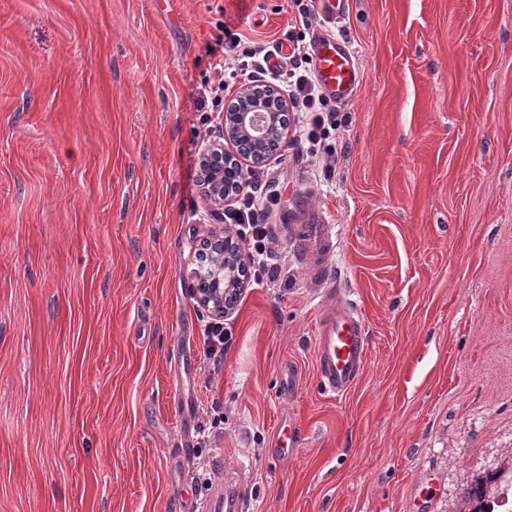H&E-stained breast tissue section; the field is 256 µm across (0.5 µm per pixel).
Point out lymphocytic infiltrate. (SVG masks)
<instances>
[{
  "instance_id": "1",
  "label": "lymphocytic infiltrate",
  "mask_w": 512,
  "mask_h": 512,
  "mask_svg": "<svg viewBox=\"0 0 512 512\" xmlns=\"http://www.w3.org/2000/svg\"><path fill=\"white\" fill-rule=\"evenodd\" d=\"M218 67L230 78L245 71L253 82L269 80L285 91L296 114L300 140L310 154L322 160L323 175L334 176L336 148L332 138L341 122L335 105L320 89L304 37L293 39L291 53L278 60L273 49L265 44L242 40L239 34L225 30L224 55ZM274 200V193L267 189L262 174L257 172L249 176L236 207L229 209L225 216L230 231L247 234L253 277L258 281L279 280L283 271L280 253L274 248V238L264 221L265 212Z\"/></svg>"
}]
</instances>
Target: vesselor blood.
I'll return each instance as SVG.
<instances>
[{
  "mask_svg": "<svg viewBox=\"0 0 512 512\" xmlns=\"http://www.w3.org/2000/svg\"><path fill=\"white\" fill-rule=\"evenodd\" d=\"M308 51L324 92L336 103H348L361 81L354 50L335 34L319 30L313 33ZM288 234L310 281L325 290L317 309L314 336L318 385L329 396L346 395L365 370L369 342L361 310L347 292L336 286L331 267L336 249L333 227L320 216L289 225Z\"/></svg>",
  "mask_w": 512,
  "mask_h": 512,
  "instance_id": "vessel-or-blood-1",
  "label": "vessel or blood"
}]
</instances>
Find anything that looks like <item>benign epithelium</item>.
Returning a JSON list of instances; mask_svg holds the SVG:
<instances>
[{"instance_id": "benign-epithelium-1", "label": "benign epithelium", "mask_w": 512, "mask_h": 512, "mask_svg": "<svg viewBox=\"0 0 512 512\" xmlns=\"http://www.w3.org/2000/svg\"><path fill=\"white\" fill-rule=\"evenodd\" d=\"M246 83L231 96V110L222 114L224 140L207 143L199 155V180L203 199L219 224L198 239L189 261L196 264L192 272L190 296L197 307L217 319L231 315L248 287L242 273L249 255L238 238L229 240L224 227V209L243 188L247 169L244 163L270 148L279 154L288 147V127L282 113L253 99ZM235 157L238 179L224 181V159Z\"/></svg>"}]
</instances>
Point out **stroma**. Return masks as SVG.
Instances as JSON below:
<instances>
[{"instance_id": "1", "label": "stroma", "mask_w": 512, "mask_h": 512, "mask_svg": "<svg viewBox=\"0 0 512 512\" xmlns=\"http://www.w3.org/2000/svg\"><path fill=\"white\" fill-rule=\"evenodd\" d=\"M318 24L293 0H0V512H196L224 475L246 512H459L512 473V0H351L335 175L296 138L261 164L286 266L203 360L218 40ZM311 209L369 336L339 398L287 233ZM232 331L224 323H208L202 332V352L205 359L218 370L224 364V352L233 343ZM503 475L488 474L484 477L478 478L474 484L465 491L462 503L468 510H461L460 512H511L510 510H496V508L504 507L508 503L505 500H499L495 496H491L488 491V484L500 483Z\"/></svg>"}]
</instances>
